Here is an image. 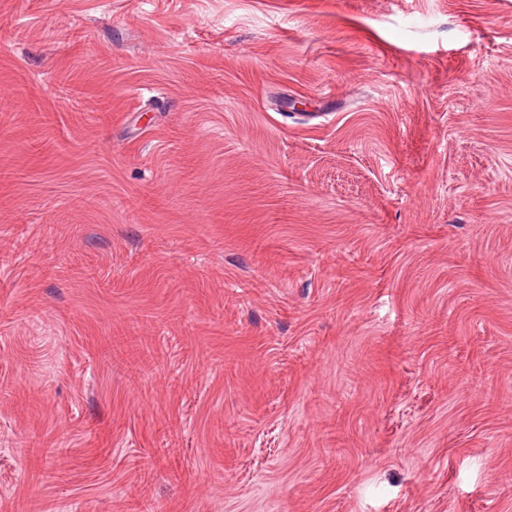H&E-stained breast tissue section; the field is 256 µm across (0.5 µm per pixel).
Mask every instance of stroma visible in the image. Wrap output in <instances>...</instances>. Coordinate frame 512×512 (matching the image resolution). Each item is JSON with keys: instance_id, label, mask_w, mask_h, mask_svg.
<instances>
[{"instance_id": "35a3bbf8", "label": "stroma", "mask_w": 512, "mask_h": 512, "mask_svg": "<svg viewBox=\"0 0 512 512\" xmlns=\"http://www.w3.org/2000/svg\"><path fill=\"white\" fill-rule=\"evenodd\" d=\"M0 512H512V0H0Z\"/></svg>"}]
</instances>
